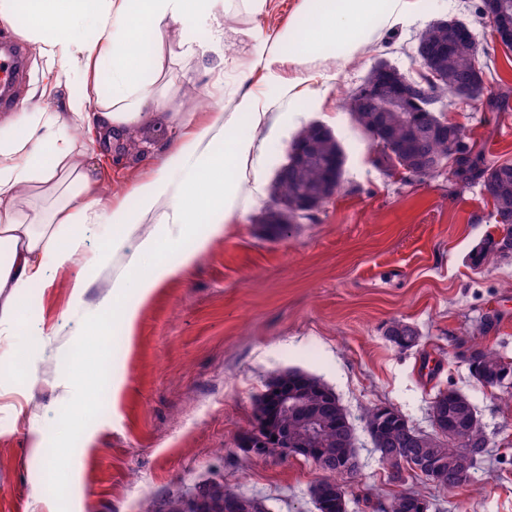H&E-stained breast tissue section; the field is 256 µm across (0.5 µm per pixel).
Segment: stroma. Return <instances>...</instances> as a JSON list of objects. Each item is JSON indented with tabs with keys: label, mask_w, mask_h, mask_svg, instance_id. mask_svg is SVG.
<instances>
[{
	"label": "stroma",
	"mask_w": 512,
	"mask_h": 512,
	"mask_svg": "<svg viewBox=\"0 0 512 512\" xmlns=\"http://www.w3.org/2000/svg\"><path fill=\"white\" fill-rule=\"evenodd\" d=\"M406 2L393 25L372 23L349 56L259 68L245 81L240 72L252 46L236 29L272 35L292 22L300 0H268L260 13L229 0L223 33L206 21L192 31L209 47L195 58L181 56L183 35L171 31L164 53L184 117L206 124L218 110L234 111L244 93L269 103L255 161L264 194L244 191L223 235L141 306L133 335L114 346L106 364L85 353L103 341L108 316L98 303L116 266L102 225L85 226L81 265L49 268L22 335L0 338V390L16 383L8 361L15 344L29 346L37 377L32 398L0 397V512H45L48 501L56 512H167L171 501L220 483L262 497L268 512H317L310 488L322 473L311 462L262 460L240 446L265 383L293 368L327 384L355 428L360 470L343 480L349 512H381L395 491L367 433V409L393 407L428 433L431 401L448 387L472 399L488 452L453 491L415 478L407 489L426 498L430 512H512V405L500 390L477 383L467 362L477 343L512 361V257L492 255L478 268L468 260L497 231L492 205L478 180L444 170L428 177L387 171L343 106L377 64L418 77L422 33L436 21L459 19L481 49L484 91L476 107L447 103V116L486 162L512 161V50L494 43L477 12L480 0ZM303 71L311 77L305 96H284ZM193 97L206 99L207 108H192ZM172 113H156L154 132L110 149L95 129L73 130L97 170L106 208H134L133 187L153 177L185 132ZM313 122L344 149L343 184L287 238L269 240L261 226L266 193L290 143ZM81 268L91 283L78 297L72 285ZM490 315L498 322L482 332ZM394 319L417 331L416 346L403 350L389 341L384 331ZM34 334L47 335L66 368L31 345ZM84 401L92 407L85 426L93 445L86 449L69 424L73 405ZM37 431L47 455L69 458V486L51 487L43 460L31 452Z\"/></svg>",
	"instance_id": "obj_1"
}]
</instances>
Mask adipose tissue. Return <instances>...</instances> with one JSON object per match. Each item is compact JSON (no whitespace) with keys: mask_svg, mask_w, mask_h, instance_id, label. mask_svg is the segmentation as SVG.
Listing matches in <instances>:
<instances>
[{"mask_svg":"<svg viewBox=\"0 0 512 512\" xmlns=\"http://www.w3.org/2000/svg\"><path fill=\"white\" fill-rule=\"evenodd\" d=\"M223 12L224 0H0V24L26 17L27 33L48 64V85L67 89L65 111H45L35 96L0 127V336L26 322L32 291L45 283L49 267L80 254L84 226L102 218L99 179L71 138L72 126H94L108 144L148 127L173 101L162 54L169 29L186 31ZM402 13V0H303L299 23L256 44L252 65L269 70L322 52L348 54L372 21L391 25ZM92 75L105 76L107 94H90ZM265 118L249 95L235 111L215 112L134 188L136 208L113 209L108 238L124 264L100 301L114 311L113 341L132 336L139 305L180 278L223 232L246 180L259 177L255 132ZM177 171L185 174L178 184ZM60 184L65 192L49 209L20 201L21 186Z\"/></svg>","mask_w":512,"mask_h":512,"instance_id":"obj_1","label":"adipose tissue"}]
</instances>
